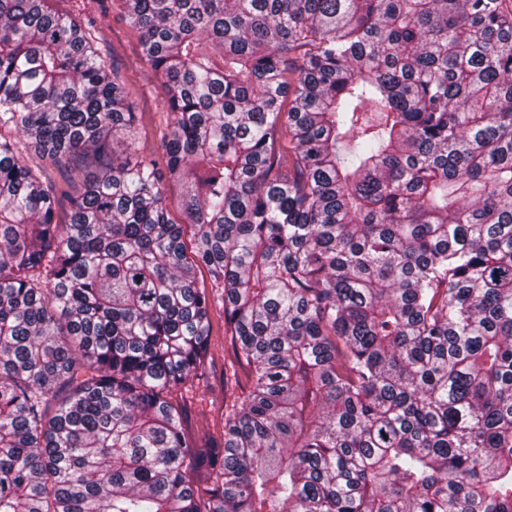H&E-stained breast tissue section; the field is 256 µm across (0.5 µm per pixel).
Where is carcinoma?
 Listing matches in <instances>:
<instances>
[{"instance_id": "1", "label": "carcinoma", "mask_w": 512, "mask_h": 512, "mask_svg": "<svg viewBox=\"0 0 512 512\" xmlns=\"http://www.w3.org/2000/svg\"><path fill=\"white\" fill-rule=\"evenodd\" d=\"M121 6L158 160L92 26L0 0V512H512V0ZM224 327L222 308L215 307L210 317L209 351L204 360L203 380H189L181 391L174 394L183 405V428L190 441L201 445L208 440H221L224 431V395L237 388L230 370L227 383L224 364L228 367L232 351ZM225 359V360H224Z\"/></svg>"}]
</instances>
